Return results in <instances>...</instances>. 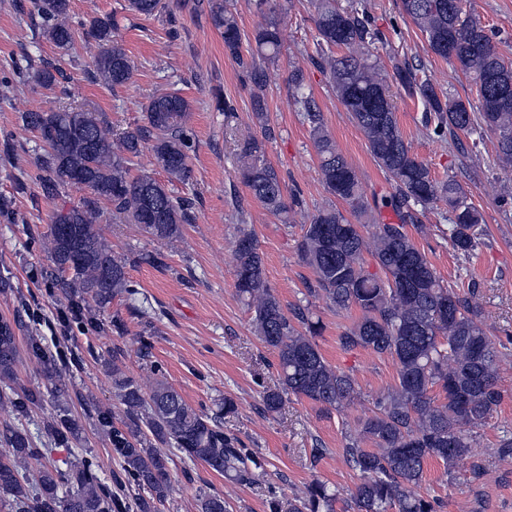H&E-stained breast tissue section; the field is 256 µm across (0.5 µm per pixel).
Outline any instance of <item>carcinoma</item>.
<instances>
[{"label": "carcinoma", "instance_id": "1", "mask_svg": "<svg viewBox=\"0 0 512 512\" xmlns=\"http://www.w3.org/2000/svg\"><path fill=\"white\" fill-rule=\"evenodd\" d=\"M45 22L47 38L67 51L80 39L95 43L93 74L104 86L115 88L132 82L135 67L115 35L112 18L93 17L74 26L70 0H29ZM128 9L152 16L162 11V0H127ZM453 0H400L401 15L421 31L430 51L455 70L470 77L477 104L437 91L430 80L416 79L407 63L392 58L395 81L422 101L438 137L470 135L487 129L495 135L496 155L503 166L512 165V63L505 61L485 26L463 13ZM207 11L224 38V49L238 61L250 87L252 112L262 138L240 144L239 176L262 206L275 216L288 218V202L277 170L265 158V90L268 76L256 60L275 58L281 49L282 12L277 0H254L266 17L253 33L256 54L244 57L242 35L227 0H204ZM317 46L311 57L327 76L331 89L351 112L363 131L370 153L388 176L393 192L386 204L400 222L373 225V244H368L360 225L352 223L334 204L318 209L303 225L298 244L302 262L311 269L315 285L308 296L323 298L339 310L353 307L361 316L338 336L345 349L362 347L396 364L395 386L375 403L376 412L362 421L360 436L348 437L344 455L360 472L361 482L351 495L354 512H438L439 499L415 491L423 478L424 461L435 458L447 468L470 456L472 438L466 427L486 422L499 406L500 353L481 318L476 286L461 295L446 287L432 264L407 231L418 223V209L438 202L448 206V239L452 248L471 255L480 244L483 216L462 185L450 177L436 180L429 166L418 159L406 142L396 116L387 73L370 60V47L385 39L367 9H346L338 0H315ZM336 48L342 54L336 55ZM18 74L43 88L64 78L51 64L27 65ZM288 85L310 129L319 156L321 179L327 191L343 201L358 219L369 207L355 170L336 148V142L305 93L304 73L291 70ZM191 106L171 92L154 95L144 108L146 125L109 137V120L103 112L60 106L22 113L26 128L46 144L37 155V178L46 192L81 186L89 195L69 208L52 212L48 232L49 258L58 276L51 283L67 308L81 316L82 305L92 301L104 308L123 294L135 293L126 260L112 254L97 221L100 204L107 201L128 224H138L149 235L172 242L181 225L191 220V201L177 197L148 175L133 178L127 167L147 141L152 163L169 182L188 184L192 169L187 149ZM369 253L376 271L369 270ZM232 262L238 296L252 313L259 339L277 352L278 387L263 394L265 411L280 412L291 400L306 398L322 409L340 410L357 396L353 378L331 366L319 352L315 337L322 331L310 305L285 313L269 285L263 259L253 234L237 232ZM17 356L11 324L0 320V378L11 379ZM112 385L123 406L125 430L112 426L108 410L97 413L99 424L109 429L115 452L122 459L127 484L149 492L137 499L139 512H156L171 489L172 458L162 448H172L191 462H201L240 484H253L263 475V465L251 449L224 430L219 416H208L190 407L167 382H155L145 393L135 378L112 363ZM444 401L431 395L434 387ZM36 396H0L12 412L25 413ZM52 436L65 441L72 424L60 418L50 425ZM7 448L0 453V506L7 512H123L125 505L112 487L104 484L93 463L80 460L62 472L44 464L36 484L22 472L27 459L40 452L20 427L0 432ZM374 447H363L364 440ZM339 491L313 481L303 495L283 502L270 491L273 512H334ZM199 512H226L218 492L199 495Z\"/></svg>", "mask_w": 512, "mask_h": 512}]
</instances>
